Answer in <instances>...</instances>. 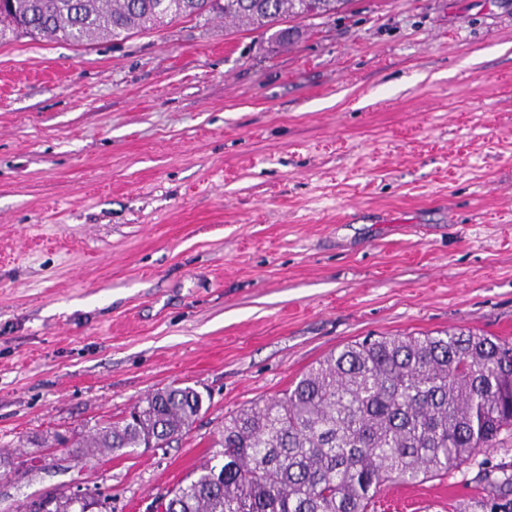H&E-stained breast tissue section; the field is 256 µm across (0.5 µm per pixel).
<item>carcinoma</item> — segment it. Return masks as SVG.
Listing matches in <instances>:
<instances>
[{
  "label": "carcinoma",
  "instance_id": "1",
  "mask_svg": "<svg viewBox=\"0 0 512 512\" xmlns=\"http://www.w3.org/2000/svg\"><path fill=\"white\" fill-rule=\"evenodd\" d=\"M353 0H0V41L28 35L77 45L127 38L214 14L264 28L331 17ZM203 408L190 387L135 403L133 421L107 420L79 442L94 458L164 448ZM512 432V340L473 332L379 336L344 345L280 396L224 418L218 463H204L158 503V512H377L382 486L444 477ZM481 512H512V472L488 480ZM42 494L25 512H67Z\"/></svg>",
  "mask_w": 512,
  "mask_h": 512
}]
</instances>
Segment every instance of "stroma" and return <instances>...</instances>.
Instances as JSON below:
<instances>
[{
	"label": "stroma",
	"mask_w": 512,
	"mask_h": 512,
	"mask_svg": "<svg viewBox=\"0 0 512 512\" xmlns=\"http://www.w3.org/2000/svg\"><path fill=\"white\" fill-rule=\"evenodd\" d=\"M290 44L209 16L0 43V512H112L212 457L225 417L368 335L512 340V0H353ZM210 405L165 449L76 463L147 393ZM512 433L385 512H452ZM68 502V498L66 495H48L42 494L27 503L25 506V511L27 512H81L79 508L76 507V511H67L62 506Z\"/></svg>",
	"instance_id": "stroma-1"
}]
</instances>
